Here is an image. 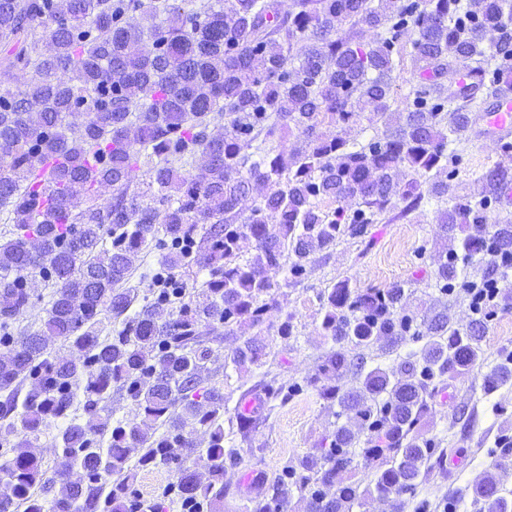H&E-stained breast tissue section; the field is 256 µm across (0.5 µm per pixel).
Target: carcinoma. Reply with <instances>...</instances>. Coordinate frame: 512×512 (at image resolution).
Listing matches in <instances>:
<instances>
[{
  "label": "carcinoma",
  "mask_w": 512,
  "mask_h": 512,
  "mask_svg": "<svg viewBox=\"0 0 512 512\" xmlns=\"http://www.w3.org/2000/svg\"><path fill=\"white\" fill-rule=\"evenodd\" d=\"M487 52L495 66L475 64ZM407 57L417 82L396 128L357 141L363 120L393 114V75ZM468 66L474 79L444 95L443 77ZM0 67L18 84L0 94V219L11 225L0 240V447L12 452L0 465V512H166L163 498L131 488L135 454L142 467L176 465L172 487L191 512H217L234 449L224 448V395L204 371L223 333L262 323L274 276L298 278L313 253L431 198H448L441 228L463 232L438 256L440 292L467 281L488 245L512 252L511 230L487 228L512 167L483 172L474 194L451 185L452 145L474 105L512 84V0H292L286 11L280 0H0ZM80 107L81 123L69 121ZM292 128L288 149L268 147ZM103 189L111 198L98 206ZM348 200L356 208L340 206ZM160 236L158 272L206 273L171 296L166 317L155 303L134 308L124 287ZM40 286L52 289L41 329L14 331ZM406 299L401 286L355 292L345 281L328 294L323 329L336 347L320 373H350L357 385L329 383L321 395L345 422L250 512H279L295 494L309 512H353L372 495L402 512L435 452L419 434L434 390L477 365L482 341L479 320L463 333L444 312L418 323ZM103 314L121 328L105 331ZM409 332L422 348L391 367L368 369L344 349ZM57 341L79 356L51 351ZM262 355L248 341L224 367ZM511 364L512 352L488 389L512 378ZM114 389L133 418L101 406ZM187 418L207 447L184 434ZM53 426L76 480L42 467L35 442ZM362 436L375 469L365 487L343 482ZM180 448L205 463L207 480L178 464ZM470 489L477 512H512L496 474Z\"/></svg>",
  "instance_id": "obj_1"
}]
</instances>
